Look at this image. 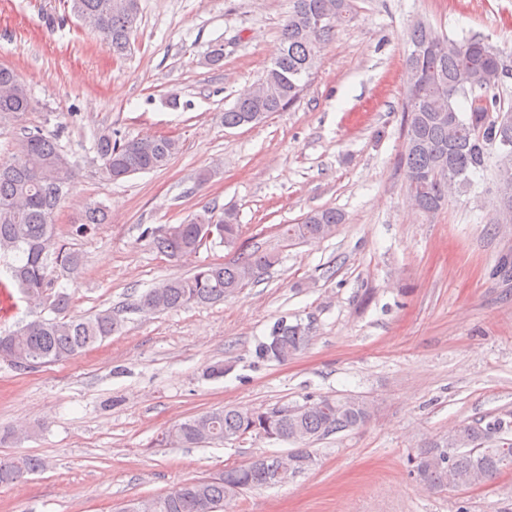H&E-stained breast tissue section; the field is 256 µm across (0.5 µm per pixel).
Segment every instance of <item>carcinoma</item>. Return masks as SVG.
Wrapping results in <instances>:
<instances>
[{
	"label": "carcinoma",
	"instance_id": "1",
	"mask_svg": "<svg viewBox=\"0 0 512 512\" xmlns=\"http://www.w3.org/2000/svg\"><path fill=\"white\" fill-rule=\"evenodd\" d=\"M73 14L91 33L121 58L135 36L139 0H69ZM355 0H292L282 29L277 55L258 86L241 95L224 112V125L238 127L258 122L293 104L304 91L316 65L323 39L353 17ZM411 47L404 66L408 71L404 112L405 149L401 164L405 188L418 210L432 215L448 197L473 186L472 176L495 160L496 222L512 223V107L504 108L491 94L512 76L503 52L484 39L463 41L440 38L430 25L416 21L409 28ZM467 104L461 109L460 102ZM32 110V99L16 71L0 66V127L13 124ZM94 148L103 175L119 181L137 173L159 170L179 152L173 137L114 140L101 133ZM12 158L0 162V257L9 256L10 284L34 303H47L54 317L32 321L0 335V360L19 370H34L73 358L121 330L110 310L89 317L69 315L70 297L53 288L51 266L77 271L83 257L60 243L54 216L73 183L76 172L56 138L41 129H23L13 137ZM108 220L99 205L89 207L73 233L82 236ZM345 221L336 208L307 213L298 224L279 225L286 242L325 239ZM241 236L237 214L226 209L220 217L205 209L181 224L147 227L143 237L170 259L178 260L207 245L236 247ZM279 262L271 250L242 251L226 263L201 267L188 276L165 280L141 295L139 308L148 313L176 310L191 304L221 302L252 284L263 271ZM312 337L309 324L281 319L256 348L264 361L286 362L302 352ZM368 404L352 397L323 396L303 404L242 410L224 407L192 416L165 433L176 445L223 443L258 434L265 424L269 439L301 444L310 453L311 440L352 430L368 422ZM512 421L500 416L462 422L448 430V438L429 442L413 458V473L427 490L448 485L480 488L504 472L502 461L512 459ZM273 458L260 454L243 465L229 466L217 477L185 482L174 490L141 503V512H224V505L240 491L268 488L287 481L274 478ZM42 468L34 456L0 459V486H7Z\"/></svg>",
	"mask_w": 512,
	"mask_h": 512
}]
</instances>
